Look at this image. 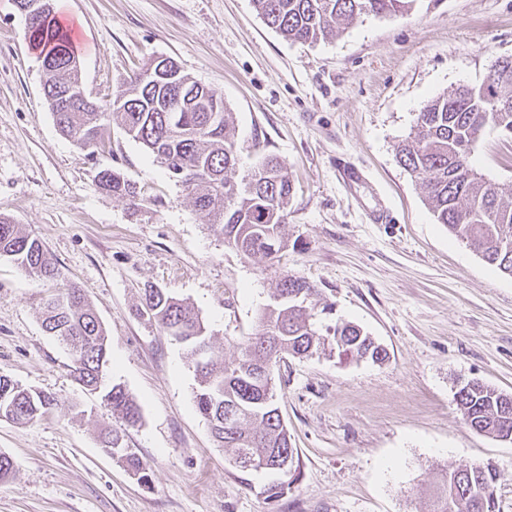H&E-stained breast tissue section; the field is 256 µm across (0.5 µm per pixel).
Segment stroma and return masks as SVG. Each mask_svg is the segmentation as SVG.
<instances>
[{
    "label": "stroma",
    "mask_w": 512,
    "mask_h": 512,
    "mask_svg": "<svg viewBox=\"0 0 512 512\" xmlns=\"http://www.w3.org/2000/svg\"><path fill=\"white\" fill-rule=\"evenodd\" d=\"M67 3L96 101L159 56L222 93L241 168L265 153L288 168V246L269 260L225 244L118 122L95 155L64 137L25 19L0 0V213L44 243L104 323L109 377L141 407L125 443L151 477L141 485L101 447L112 413L75 383L66 350L41 327L54 283L0 257V375L60 400L32 423L0 418V453L14 465L0 479V512H431L443 471L472 463L504 474L498 509L512 512V441L472 429L455 400L473 378L512 394V277L436 223L396 156L430 100L512 56V0H415L314 45L284 40L252 0ZM472 163L512 182V136L485 128ZM345 164L359 180L343 182ZM112 167L136 200L100 189L99 171ZM381 208L390 222H371ZM286 274L388 358L281 363L277 403L300 474L271 501V474L242 472L197 411L184 345L137 308L148 288L186 301L230 361Z\"/></svg>",
    "instance_id": "35a3bbf8"
}]
</instances>
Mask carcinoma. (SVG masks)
<instances>
[{
  "instance_id": "cac0c4a2",
  "label": "carcinoma",
  "mask_w": 512,
  "mask_h": 512,
  "mask_svg": "<svg viewBox=\"0 0 512 512\" xmlns=\"http://www.w3.org/2000/svg\"><path fill=\"white\" fill-rule=\"evenodd\" d=\"M266 25L292 42L317 43L336 38L361 15L397 16L415 0H254ZM26 36L43 60L59 69V82L69 90L70 108L55 112L59 131L82 148L104 142L101 119L111 115L141 143L187 191L195 210L224 242L247 258L278 257L287 246L282 229L288 221L293 184L285 164L266 154L245 172L239 171L232 113L217 90L184 73L173 60L151 62L122 83L108 111L82 106L84 91L69 36L49 8L28 19ZM493 81L460 86L430 101L417 114L412 136L397 147L399 162L417 179L437 223L461 238L488 264L512 276V184L489 180L470 165L482 131L493 126L512 135V57L501 58ZM209 100L210 111L198 109L195 95ZM101 187L136 198V186L114 169L99 172ZM0 257L28 273L56 280L59 269L42 242L0 215ZM317 291L286 275L263 308L256 331L238 343L231 362L215 354L207 327L192 308L160 288L145 291L138 315L206 357L195 367L194 399L215 441L233 450L244 471L266 470L277 479L264 486L267 498L284 494L283 476L274 468L283 456H294L288 430L280 419L273 384L261 385L255 374L269 361L308 357L326 349L341 356L383 362L386 350L351 322L324 325L313 309L294 304V293ZM64 308L42 305V327L71 357L76 383L90 392L102 391L112 415L133 426L140 421L136 401L120 384L105 386L111 363L107 331L79 288L64 284ZM464 421L478 432L504 438L512 435V395L478 380L456 392ZM58 406V399L0 376V418L32 422ZM239 412L233 426L224 413ZM102 448L147 486L150 476L140 457L125 447L116 429L101 434ZM477 463L445 472L436 487L433 512H498L494 488L500 481Z\"/></svg>"
}]
</instances>
